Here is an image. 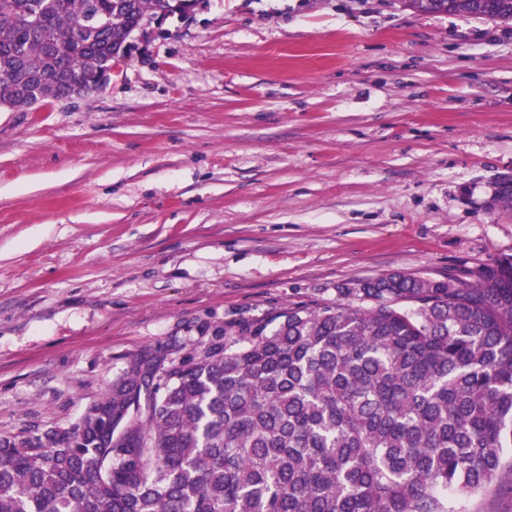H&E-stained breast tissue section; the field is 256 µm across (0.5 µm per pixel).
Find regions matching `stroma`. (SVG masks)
Wrapping results in <instances>:
<instances>
[{"instance_id":"1","label":"stroma","mask_w":512,"mask_h":512,"mask_svg":"<svg viewBox=\"0 0 512 512\" xmlns=\"http://www.w3.org/2000/svg\"><path fill=\"white\" fill-rule=\"evenodd\" d=\"M512 21L203 0L103 90L0 110V439L128 361L391 273L512 254Z\"/></svg>"}]
</instances>
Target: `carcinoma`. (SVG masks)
I'll list each match as a JSON object with an SVG mask.
<instances>
[{
    "label": "carcinoma",
    "mask_w": 512,
    "mask_h": 512,
    "mask_svg": "<svg viewBox=\"0 0 512 512\" xmlns=\"http://www.w3.org/2000/svg\"><path fill=\"white\" fill-rule=\"evenodd\" d=\"M512 21V0H407ZM185 0H0V107L64 99L139 17ZM512 214V177L494 198ZM336 303L224 324L131 359L69 428L0 441V512H455L512 503V255L436 281L392 273ZM368 301L371 306H363ZM456 506L461 512H494L509 511V504L494 501L492 494L478 493L458 497Z\"/></svg>",
    "instance_id": "1"
}]
</instances>
